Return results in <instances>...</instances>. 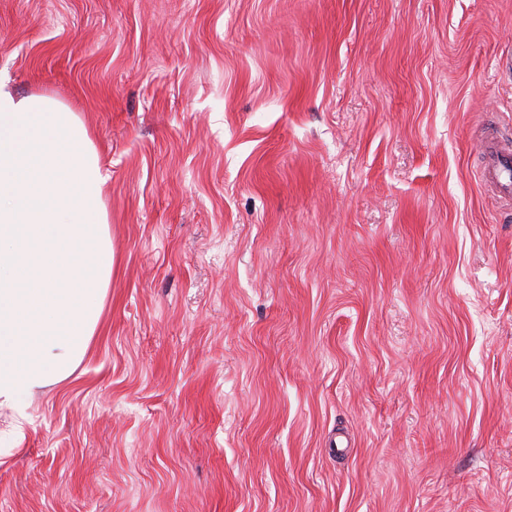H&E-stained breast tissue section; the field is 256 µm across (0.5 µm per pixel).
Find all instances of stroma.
<instances>
[{
	"label": "stroma",
	"instance_id": "obj_1",
	"mask_svg": "<svg viewBox=\"0 0 512 512\" xmlns=\"http://www.w3.org/2000/svg\"><path fill=\"white\" fill-rule=\"evenodd\" d=\"M512 0H0L115 265L0 406V512H512ZM498 137L497 131L492 130L488 133L482 178L493 185L501 197L509 202L512 198V149L490 145Z\"/></svg>",
	"mask_w": 512,
	"mask_h": 512
}]
</instances>
